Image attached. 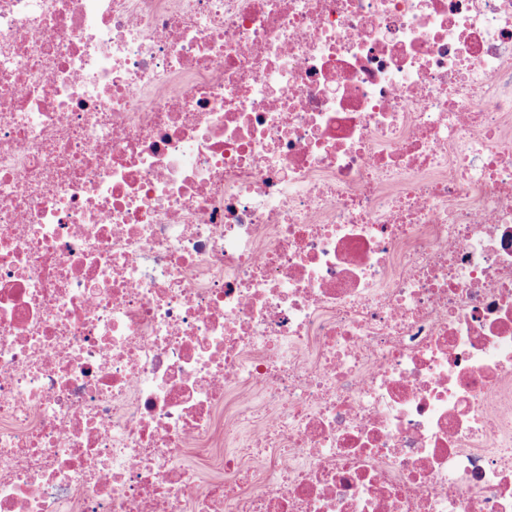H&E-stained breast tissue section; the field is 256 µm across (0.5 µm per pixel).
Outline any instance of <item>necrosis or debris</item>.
Listing matches in <instances>:
<instances>
[{
  "mask_svg": "<svg viewBox=\"0 0 512 512\" xmlns=\"http://www.w3.org/2000/svg\"><path fill=\"white\" fill-rule=\"evenodd\" d=\"M0 512H512V0H0Z\"/></svg>",
  "mask_w": 512,
  "mask_h": 512,
  "instance_id": "1",
  "label": "necrosis or debris"
}]
</instances>
